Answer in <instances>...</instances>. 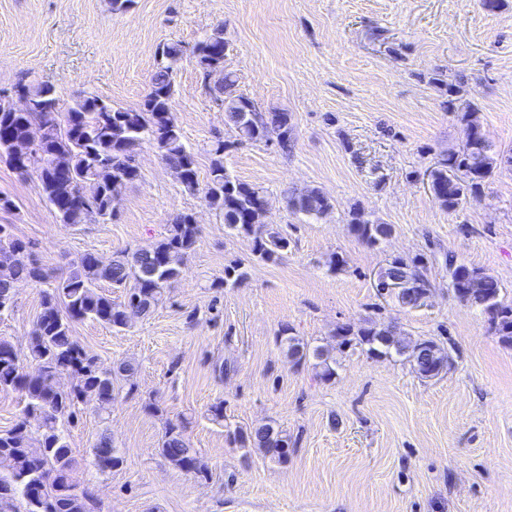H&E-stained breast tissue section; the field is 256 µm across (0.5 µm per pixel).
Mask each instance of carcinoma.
Here are the masks:
<instances>
[{
  "label": "carcinoma",
  "mask_w": 512,
  "mask_h": 512,
  "mask_svg": "<svg viewBox=\"0 0 512 512\" xmlns=\"http://www.w3.org/2000/svg\"><path fill=\"white\" fill-rule=\"evenodd\" d=\"M227 45L223 29L217 28L193 47L202 84L212 100L221 102L225 124L233 128L239 142L276 140L283 152L292 148L293 125L289 113L256 111L252 102L237 94V77L225 69ZM183 55L180 44H165L151 77L150 92L138 110L114 108L96 95H85L62 111L55 88L19 80L14 90L30 103L27 112H16L0 100V160L20 177L36 173L43 194L60 223L91 224L112 219L114 196L139 177L130 162L141 143L153 141L161 159L171 169L184 173L182 185L194 192L198 187L195 154L183 142L173 113L174 72ZM465 144L428 171L435 201L454 211L461 204L478 200L484 186L500 165L512 166V155L496 150L469 106L461 115ZM223 140L212 144L206 205L222 215L224 224L252 239V252L265 262H275L288 251L290 240L279 228L264 223L267 198L264 190L232 178L224 167ZM295 213L321 217L331 209L329 198L312 188L288 196ZM350 229L362 242L375 245L391 233V226L372 222L357 206L350 211ZM0 317L15 304L20 281L49 282L50 274L33 257L29 246L0 224ZM199 225L189 212H178L166 224L162 238L133 252L121 251L108 264L91 253L72 261L68 272L42 291V311L31 333L28 353L21 355L6 339H0V390L21 393L24 416L0 433V512H93L95 499L89 489L71 476L72 450L63 428L78 418L79 405L93 396L100 414H110L115 381L134 385L137 367L124 362L112 373L100 368L72 336V324L97 320L115 328L130 326L129 310L136 307L146 316L161 302L165 290L178 278L194 250ZM450 286L460 302L483 310L502 341L512 343V305L500 300L501 285L481 269L448 260ZM107 281L124 290L122 302L98 291ZM378 283L397 286L396 297L409 307H419L429 292V283L419 262L395 259L382 269ZM342 343L367 347L370 354L405 357L420 378H433L448 367L449 352L434 340H411L394 325L339 327ZM288 358L299 367L313 357L322 367L321 378L331 379L335 369L329 356L310 349L290 336ZM34 364L29 371L24 362ZM67 375L68 389L57 385ZM242 444L259 448L280 459L288 453V437L269 423L238 435ZM161 454L175 467L205 475L208 466L191 447L184 423H166ZM93 454L98 468L111 470L122 463L112 438L100 436Z\"/></svg>",
  "instance_id": "1"
}]
</instances>
